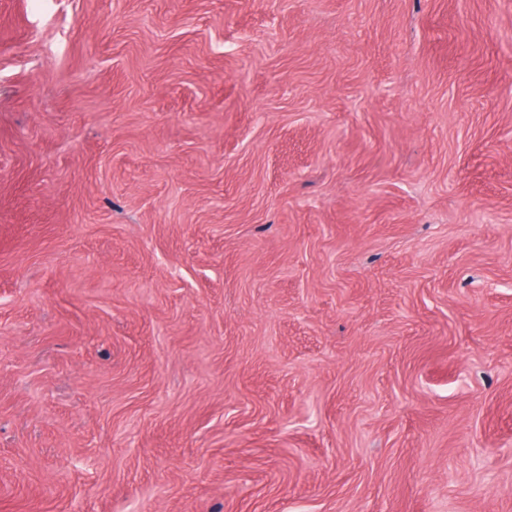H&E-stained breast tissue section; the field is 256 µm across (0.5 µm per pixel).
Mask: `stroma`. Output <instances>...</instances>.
I'll return each instance as SVG.
<instances>
[{
  "mask_svg": "<svg viewBox=\"0 0 512 512\" xmlns=\"http://www.w3.org/2000/svg\"><path fill=\"white\" fill-rule=\"evenodd\" d=\"M0 512H512V0H0Z\"/></svg>",
  "mask_w": 512,
  "mask_h": 512,
  "instance_id": "1",
  "label": "stroma"
}]
</instances>
